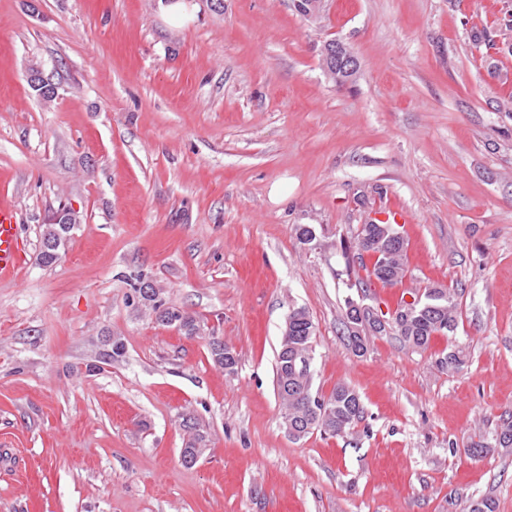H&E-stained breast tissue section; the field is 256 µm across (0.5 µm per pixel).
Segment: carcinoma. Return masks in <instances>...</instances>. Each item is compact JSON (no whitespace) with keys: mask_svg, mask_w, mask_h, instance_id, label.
Returning a JSON list of instances; mask_svg holds the SVG:
<instances>
[{"mask_svg":"<svg viewBox=\"0 0 512 512\" xmlns=\"http://www.w3.org/2000/svg\"><path fill=\"white\" fill-rule=\"evenodd\" d=\"M294 10L308 17L323 10L322 0H292ZM321 61L324 71L338 84L353 80L356 72H344L336 66V40L329 39L321 47ZM77 223V216L71 211L61 209L58 221L43 228L41 240V259L52 264L60 257L67 246L71 232ZM392 224H363L354 238L355 255L369 254V263H359L366 276L356 279L367 297L368 289L375 279L387 278L391 286L402 282L405 273V249L394 248L391 235ZM138 302L155 314L156 321L176 328L187 336L198 332L196 319L176 306H168L161 297V289L151 281L141 283L136 289ZM459 288H428L422 293V301L416 308L411 307L405 298L398 299L395 317L390 330L371 329L360 336L355 328L362 325L361 311L363 302L350 298L346 301V310L341 325L347 337L348 347L356 356L368 352L369 337L385 335L396 339L403 347L415 351H425L432 339L438 335L449 336L456 332L459 318ZM315 326L306 309L294 307L289 310L284 323L280 350L277 356L275 389L278 398L285 407V425L288 436L300 441L319 431L325 435L342 436L348 433L363 418L364 407L359 394L350 386L339 383L327 395L314 390V372L308 370L298 374L294 370L297 358L314 360L313 342ZM126 346L119 336H112L103 343L94 362L86 365L87 373H96L102 365H109L124 357ZM209 355L212 362L227 372L236 370L238 359L233 350L226 349L224 343L216 337L209 341ZM466 355L458 347L446 349L439 357V366L446 371H457L465 364ZM182 427L187 434L181 448L182 461L193 463L200 449L206 447L207 429L195 417L186 415ZM512 453V410L504 411L499 418L494 446L483 442H474L464 449L470 457H481L491 452Z\"/></svg>","mask_w":512,"mask_h":512,"instance_id":"cac0c4a2","label":"carcinoma"}]
</instances>
